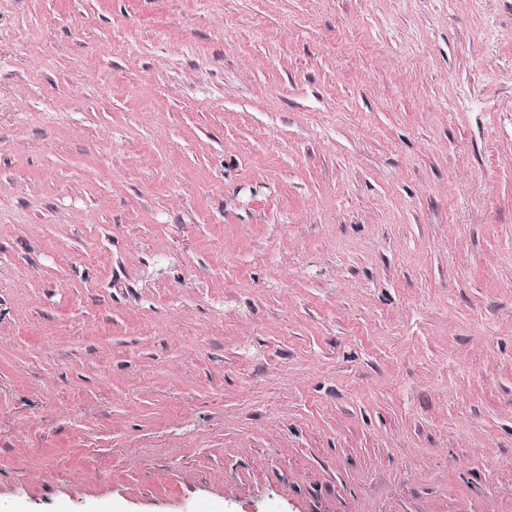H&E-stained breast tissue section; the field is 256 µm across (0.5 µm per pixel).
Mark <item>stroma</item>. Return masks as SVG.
I'll use <instances>...</instances> for the list:
<instances>
[{
    "mask_svg": "<svg viewBox=\"0 0 512 512\" xmlns=\"http://www.w3.org/2000/svg\"><path fill=\"white\" fill-rule=\"evenodd\" d=\"M0 500L512 512V0H0Z\"/></svg>",
    "mask_w": 512,
    "mask_h": 512,
    "instance_id": "stroma-1",
    "label": "stroma"
}]
</instances>
